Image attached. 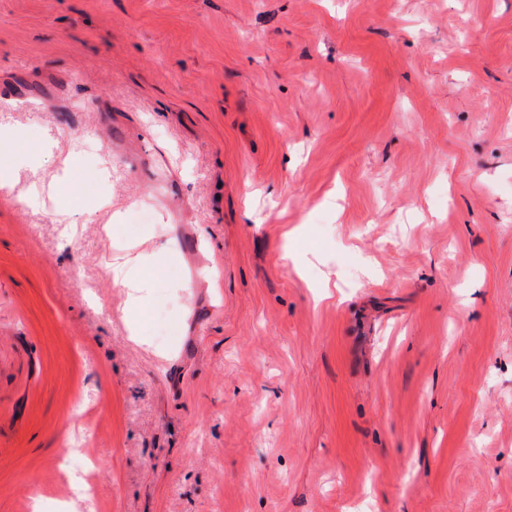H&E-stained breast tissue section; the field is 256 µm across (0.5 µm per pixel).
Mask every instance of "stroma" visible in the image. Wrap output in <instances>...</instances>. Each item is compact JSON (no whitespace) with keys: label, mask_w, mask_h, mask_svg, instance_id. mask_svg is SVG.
Masks as SVG:
<instances>
[{"label":"stroma","mask_w":512,"mask_h":512,"mask_svg":"<svg viewBox=\"0 0 512 512\" xmlns=\"http://www.w3.org/2000/svg\"><path fill=\"white\" fill-rule=\"evenodd\" d=\"M20 155L0 512H512V0H0ZM110 266L113 285L126 290L128 304L136 317L137 312L144 305L150 288H154L159 269L146 271L139 256L115 257ZM89 485L82 475L74 474L71 479L73 496L64 506V512H96L92 497L87 493Z\"/></svg>","instance_id":"stroma-1"}]
</instances>
